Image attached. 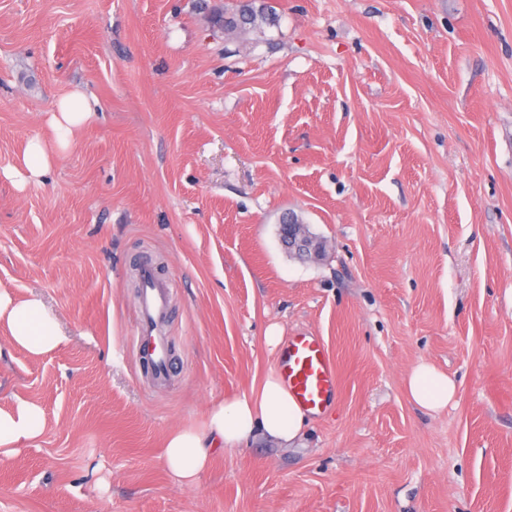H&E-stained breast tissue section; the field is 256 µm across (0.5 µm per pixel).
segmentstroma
Masks as SVG:
<instances>
[{
  "label": "stroma",
  "mask_w": 512,
  "mask_h": 512,
  "mask_svg": "<svg viewBox=\"0 0 512 512\" xmlns=\"http://www.w3.org/2000/svg\"><path fill=\"white\" fill-rule=\"evenodd\" d=\"M256 2L278 21L239 37L198 0H0V287L63 319L0 350V407L46 416L0 512H512V0ZM76 85L97 115L19 183ZM145 257L162 384L129 346ZM273 329L328 344L335 408L175 485L166 435L250 393ZM421 362L457 384L441 411L406 394ZM51 164L52 155L48 147L40 140L31 141L22 159V165L28 176L32 179L44 177Z\"/></svg>",
  "instance_id": "35a3bbf8"
}]
</instances>
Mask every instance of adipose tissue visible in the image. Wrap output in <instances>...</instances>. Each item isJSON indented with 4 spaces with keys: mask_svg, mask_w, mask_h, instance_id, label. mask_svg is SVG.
<instances>
[{
    "mask_svg": "<svg viewBox=\"0 0 512 512\" xmlns=\"http://www.w3.org/2000/svg\"><path fill=\"white\" fill-rule=\"evenodd\" d=\"M97 100L82 86H74L60 97L53 109L50 126L54 147L31 141L22 165L28 176L39 179L52 164V149H66L76 129L93 117ZM6 327L11 345L33 355L43 354L60 341L62 321L38 297L14 301L0 290V327ZM409 399L417 406L437 412L453 399L456 383L431 364L416 365L406 379ZM306 412L294 401L276 372L267 373L251 394L213 403L202 426L177 428L169 432L162 459L171 479L190 485L208 468L216 450L244 445L258 436L288 444L306 426ZM45 414L36 403L20 399L8 410L0 409V461L12 458L19 447L32 444L44 432Z\"/></svg>",
    "mask_w": 512,
    "mask_h": 512,
    "instance_id": "obj_1",
    "label": "adipose tissue"
}]
</instances>
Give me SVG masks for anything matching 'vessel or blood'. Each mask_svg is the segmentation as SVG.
<instances>
[{"instance_id": "1", "label": "vessel or blood", "mask_w": 512, "mask_h": 512, "mask_svg": "<svg viewBox=\"0 0 512 512\" xmlns=\"http://www.w3.org/2000/svg\"><path fill=\"white\" fill-rule=\"evenodd\" d=\"M140 279L134 340L146 371L160 379L170 369L168 338L159 331L168 315L170 290L159 282L152 263L141 265ZM277 370L292 398L306 412L322 416L335 405L339 394L336 361L320 337H288L280 347Z\"/></svg>"}]
</instances>
